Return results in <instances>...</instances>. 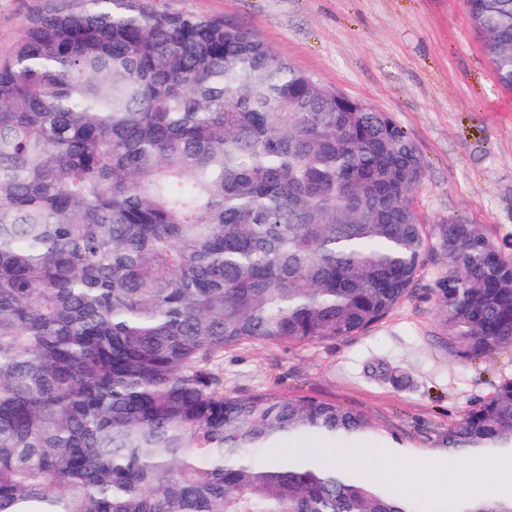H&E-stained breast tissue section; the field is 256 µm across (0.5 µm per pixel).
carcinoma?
I'll list each match as a JSON object with an SVG mask.
<instances>
[{
	"instance_id": "carcinoma-1",
	"label": "carcinoma",
	"mask_w": 512,
	"mask_h": 512,
	"mask_svg": "<svg viewBox=\"0 0 512 512\" xmlns=\"http://www.w3.org/2000/svg\"><path fill=\"white\" fill-rule=\"evenodd\" d=\"M512 91V0H463ZM415 143L252 30L155 0H60L0 61V512H419L281 442H368L366 413L224 393L251 343L358 335L426 256ZM437 318L512 351V259L440 226ZM512 452V379L441 436ZM445 512H512V497Z\"/></svg>"
}]
</instances>
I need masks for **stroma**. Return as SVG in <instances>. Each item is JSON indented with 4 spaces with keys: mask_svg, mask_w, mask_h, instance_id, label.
<instances>
[{
    "mask_svg": "<svg viewBox=\"0 0 512 512\" xmlns=\"http://www.w3.org/2000/svg\"><path fill=\"white\" fill-rule=\"evenodd\" d=\"M53 0H0V59L30 17ZM162 8L255 31L297 68L388 113L424 163L412 202L426 258L412 292L370 330L333 343H254L214 362L227 392H273L336 401L389 431L366 459L398 449L397 493L440 512L446 487L475 456L451 457L437 441L468 409L512 378V352L465 360L445 348L437 286L448 275L439 226L451 216L479 226L512 256V92L497 82L463 0H159Z\"/></svg>",
    "mask_w": 512,
    "mask_h": 512,
    "instance_id": "35a3bbf8",
    "label": "stroma"
}]
</instances>
